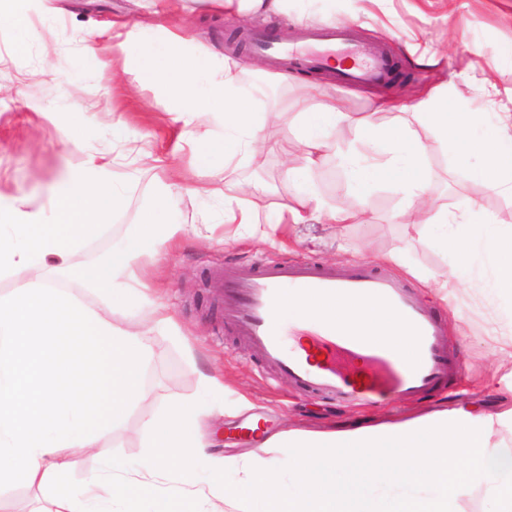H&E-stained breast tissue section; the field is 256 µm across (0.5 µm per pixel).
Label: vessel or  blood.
Here are the masks:
<instances>
[{
  "mask_svg": "<svg viewBox=\"0 0 512 512\" xmlns=\"http://www.w3.org/2000/svg\"><path fill=\"white\" fill-rule=\"evenodd\" d=\"M389 75L385 52L375 50L346 77L379 84ZM224 288L231 322L262 361L276 373L288 375L297 389L339 402L366 403L386 395H423L444 386L460 370L437 315L410 289L367 265L323 268L302 260H285L228 266ZM293 298L343 299L392 311L407 331L412 354L402 359L388 343L336 329L329 321L314 323L312 331L315 348L325 352L324 361H315L312 350L288 349L283 341L288 324L283 306Z\"/></svg>",
  "mask_w": 512,
  "mask_h": 512,
  "instance_id": "vessel-or-blood-1",
  "label": "vessel or blood"
}]
</instances>
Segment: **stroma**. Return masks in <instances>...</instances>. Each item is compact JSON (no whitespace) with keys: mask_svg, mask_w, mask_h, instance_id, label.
Wrapping results in <instances>:
<instances>
[{"mask_svg":"<svg viewBox=\"0 0 512 512\" xmlns=\"http://www.w3.org/2000/svg\"><path fill=\"white\" fill-rule=\"evenodd\" d=\"M158 7V0H0L1 10L27 23L23 30L0 27V203L40 210L64 165L79 166L93 156L111 160L128 174L129 189L121 210L106 218L104 230L79 254L92 267L111 252L114 241L133 234L160 183L180 187L162 220L182 225L183 241L163 251L145 242L140 257L145 292L172 313L173 328H155L120 309L112 314L114 323L141 333L142 392L151 402L134 405L122 425L95 447L78 449L76 468L63 477L67 489L100 475L105 460L116 455L135 486L190 495L180 477L168 474L146 483L137 471L150 444L144 420L172 402L201 397L203 373L223 383L224 400L204 417L202 431L226 457L234 481L242 476L241 457L258 462L275 454L245 432L259 420L272 437L411 421L466 407L491 416L512 408V317L507 314L512 295L484 287L495 270L491 252H483L472 273L458 275L452 250L402 223L409 197L392 182L371 191L361 223L309 219L297 224L283 209L302 188L287 178L286 165L305 163L301 149L292 150L289 159L283 151L300 113L320 97L336 100L350 114L351 126L337 137L359 155L364 148L355 138L354 122L387 125L398 106L433 88L468 111L512 113V0H288L283 15L264 22L207 10L200 0H183L179 12L162 17ZM112 20L123 23V37L141 45L164 48L176 32L185 57L207 50L229 57L248 111L264 136L275 139L263 163L247 155L227 163L218 153L200 161L185 126L173 120L171 98L143 78L136 54H122L105 33ZM258 26L295 41L306 31L350 29L359 45L384 50L394 66L391 78L380 87L347 86L331 60L280 80L277 63L234 50L229 42L230 35ZM430 55L440 57L439 69L418 65V58ZM419 133L427 147L424 194L432 212L471 224L490 218L501 228L512 227V196L472 180L468 165L441 147L432 128ZM145 152L151 161L142 160ZM201 176L221 187L223 196L191 195ZM311 187L330 202L348 199L349 170L339 156L318 166ZM260 197L265 203L255 224L225 237L220 223L225 206ZM285 258L328 267L359 261L399 279L445 322L448 342L462 362L460 376L431 398L355 406L301 392L287 376L269 375L225 319L212 286L225 262Z\"/></svg>","mask_w":512,"mask_h":512,"instance_id":"1","label":"stroma"}]
</instances>
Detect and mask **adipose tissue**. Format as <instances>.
Masks as SVG:
<instances>
[{"label":"adipose tissue","mask_w":512,"mask_h":512,"mask_svg":"<svg viewBox=\"0 0 512 512\" xmlns=\"http://www.w3.org/2000/svg\"><path fill=\"white\" fill-rule=\"evenodd\" d=\"M179 36H172L162 54L145 46L137 52L152 80L167 84L176 106V118L190 126V141L197 149L221 147L225 157L253 152L262 146L260 127L237 94L232 75L219 82L208 81L209 68L217 57L207 53L185 60L177 50ZM420 124L433 126L444 148L460 162L470 163L472 179L491 191L512 192V113L498 115L483 138L472 135L482 116L461 113L448 103L432 106L420 100L409 107ZM222 115L223 139H215L209 115ZM354 125L367 154L355 163L353 180L357 196H364L381 182L400 183L419 189L424 182L426 146L416 131L404 122L378 127L352 122L336 105L323 104L302 113L300 142L308 164H316L336 150L337 128ZM128 181L108 164L88 160L66 170L50 196V214L28 212L18 206L0 209V275L34 269L40 276L28 281L6 298L0 297V488L24 481L45 488L73 465V448H90L100 432L113 429L122 414L140 395L143 351L137 331L112 320L114 306L128 310L145 308V295L135 285V267L140 243L150 240L164 246L174 243L182 227L144 216L136 238L115 245L96 268L76 260L85 241L101 229L102 218L122 208ZM295 221L315 218L328 224L357 220V206L331 205L313 191L296 197L289 208ZM459 267H469L483 249L498 257L489 291L512 293V234H501L493 221L480 228L458 224L449 240ZM57 279L77 282L100 290L99 309L60 294L56 282L43 279V272ZM285 314L303 323L327 320L337 327L372 335L392 345L402 358L411 347L405 328L396 316L371 305L336 301L291 300ZM88 326L96 354L103 364L98 379L107 396L106 408L87 421L77 391L60 385L58 351L67 333ZM47 512H113L112 498L102 496L96 483L80 494L56 495Z\"/></svg>","instance_id":"ef3b65f1"}]
</instances>
